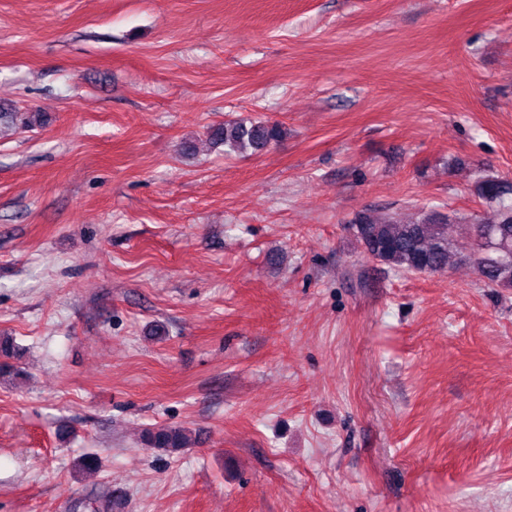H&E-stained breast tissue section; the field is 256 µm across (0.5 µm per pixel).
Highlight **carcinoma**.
Listing matches in <instances>:
<instances>
[{
  "mask_svg": "<svg viewBox=\"0 0 512 512\" xmlns=\"http://www.w3.org/2000/svg\"><path fill=\"white\" fill-rule=\"evenodd\" d=\"M281 126L270 121L227 122L211 128L210 139L232 152H259L281 138ZM478 194L498 205L495 224L470 225L469 241L464 249L474 269L489 288H512V199L509 189L497 179L486 177L477 183ZM449 225L430 217L406 223L379 220L364 214L351 225L366 255L396 271L437 273L448 266V259L458 244L448 235ZM14 344L0 336V376L20 372L11 363ZM142 445L170 455L187 446L186 429L180 425L148 428Z\"/></svg>",
  "mask_w": 512,
  "mask_h": 512,
  "instance_id": "obj_1",
  "label": "carcinoma"
}]
</instances>
